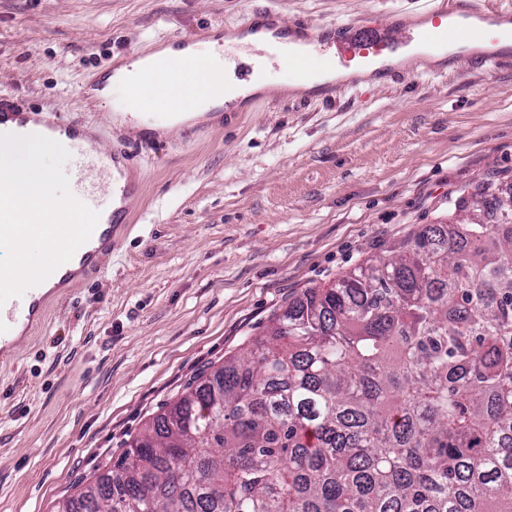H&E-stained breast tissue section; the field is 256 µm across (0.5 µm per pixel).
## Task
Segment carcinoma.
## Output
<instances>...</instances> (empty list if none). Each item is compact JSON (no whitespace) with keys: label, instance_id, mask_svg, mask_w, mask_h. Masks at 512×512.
<instances>
[{"label":"carcinoma","instance_id":"cac0c4a2","mask_svg":"<svg viewBox=\"0 0 512 512\" xmlns=\"http://www.w3.org/2000/svg\"><path fill=\"white\" fill-rule=\"evenodd\" d=\"M288 303L80 512H512V187Z\"/></svg>","mask_w":512,"mask_h":512}]
</instances>
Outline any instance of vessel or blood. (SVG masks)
I'll list each match as a JSON object with an SVG mask.
<instances>
[{"mask_svg":"<svg viewBox=\"0 0 512 512\" xmlns=\"http://www.w3.org/2000/svg\"><path fill=\"white\" fill-rule=\"evenodd\" d=\"M452 14L453 8L449 5L431 9L408 22L395 14L387 22L365 29L350 21L319 24L297 19L288 24L273 10H259L250 16L245 26L254 31L272 32L274 39L268 44L263 59L244 62L228 52L219 59L178 57L169 63L166 81L156 85L155 104L158 109H165L169 86L187 85L194 72L219 81L225 69L231 68L239 81L263 85L270 82L271 68L275 65L301 74L336 71L363 61H382L388 56L403 54L415 45L436 48L455 43L465 46L484 38L482 29L452 22ZM296 36L317 39L321 45L319 52L314 55L296 52L291 46ZM66 127L70 138L66 149L72 154L71 202L84 212L106 216L107 221L98 225L53 223L52 210L57 200L46 183L32 189L42 205L38 223L24 222L26 198L13 196L0 202V244L11 246L22 256L32 247L42 249L37 263L24 267L16 276L0 280V355L12 351L44 324L50 293L47 283L52 277L69 280L74 268L83 275L97 272L98 254L111 250L117 242L116 230L124 211L116 207L114 198H101L91 172L96 169L105 175L113 167L128 168L133 158L127 153L90 155L79 143L83 132L81 124L70 121ZM61 241L67 242V249H58Z\"/></svg>","mask_w":512,"mask_h":512,"instance_id":"1","label":"vessel or blood"}]
</instances>
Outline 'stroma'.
Instances as JSON below:
<instances>
[{
    "instance_id": "obj_1",
    "label": "stroma",
    "mask_w": 512,
    "mask_h": 512,
    "mask_svg": "<svg viewBox=\"0 0 512 512\" xmlns=\"http://www.w3.org/2000/svg\"><path fill=\"white\" fill-rule=\"evenodd\" d=\"M426 0H0V95L135 155L103 271L0 361V512H54L205 367L426 224L512 185V64H431L399 88L253 95L162 135L99 107L131 52L242 30L260 8L366 26Z\"/></svg>"
}]
</instances>
